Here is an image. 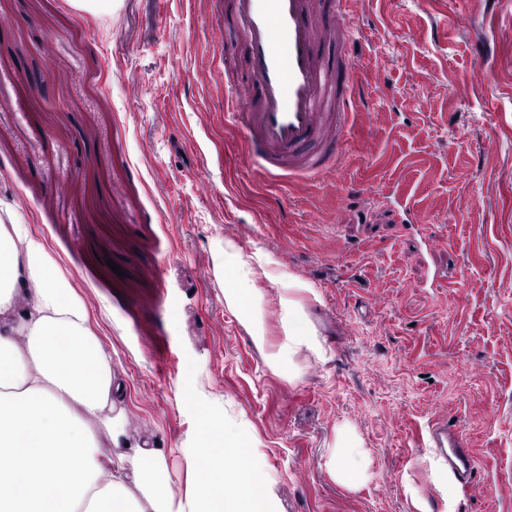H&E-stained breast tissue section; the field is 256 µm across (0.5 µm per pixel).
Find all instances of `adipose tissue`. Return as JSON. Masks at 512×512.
I'll list each match as a JSON object with an SVG mask.
<instances>
[{
    "label": "adipose tissue",
    "instance_id": "1",
    "mask_svg": "<svg viewBox=\"0 0 512 512\" xmlns=\"http://www.w3.org/2000/svg\"><path fill=\"white\" fill-rule=\"evenodd\" d=\"M267 272L264 258L225 242L224 299L254 329L263 298L255 282ZM286 317V340L270 357L276 371L324 353L294 305ZM124 395L70 281L26 225L1 223L0 512H278L245 425H206L192 462L198 479L180 497L165 450L126 438ZM331 464L339 481L357 483L367 453L343 432Z\"/></svg>",
    "mask_w": 512,
    "mask_h": 512
}]
</instances>
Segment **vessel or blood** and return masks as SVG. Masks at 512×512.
Here are the masks:
<instances>
[{
	"mask_svg": "<svg viewBox=\"0 0 512 512\" xmlns=\"http://www.w3.org/2000/svg\"><path fill=\"white\" fill-rule=\"evenodd\" d=\"M351 0H231L237 34L248 49L245 78L227 86L224 118L245 126L262 146V177L319 179L335 174L350 118L359 107L360 67L346 54L328 63L320 44H349ZM435 447H449L448 467L463 488L475 459L459 433L432 427Z\"/></svg>",
	"mask_w": 512,
	"mask_h": 512,
	"instance_id": "b4317fda",
	"label": "vessel or blood"
}]
</instances>
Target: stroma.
<instances>
[{"mask_svg": "<svg viewBox=\"0 0 512 512\" xmlns=\"http://www.w3.org/2000/svg\"><path fill=\"white\" fill-rule=\"evenodd\" d=\"M221 2L223 72L240 78ZM356 9L363 102L342 169L289 184L262 180L224 122L203 0H0V222L72 282L126 382L124 431L165 449L174 492L228 416L279 512H512V0L488 24L473 0ZM401 203L418 223H398ZM228 239L270 261L261 344L224 302ZM287 296L325 350L292 380L267 364ZM442 415L474 454L470 490L427 445ZM341 431L368 456L354 487L330 466Z\"/></svg>", "mask_w": 512, "mask_h": 512, "instance_id": "35a3bbf8", "label": "stroma"}]
</instances>
